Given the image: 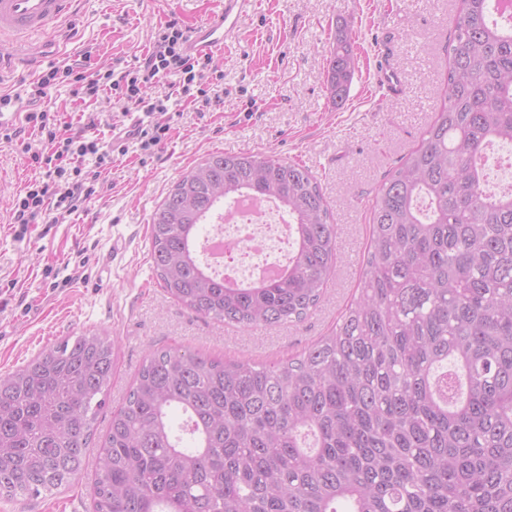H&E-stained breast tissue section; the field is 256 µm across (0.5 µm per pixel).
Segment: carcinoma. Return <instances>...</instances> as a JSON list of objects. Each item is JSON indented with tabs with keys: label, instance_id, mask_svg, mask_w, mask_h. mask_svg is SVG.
I'll use <instances>...</instances> for the list:
<instances>
[{
	"label": "carcinoma",
	"instance_id": "obj_1",
	"mask_svg": "<svg viewBox=\"0 0 512 512\" xmlns=\"http://www.w3.org/2000/svg\"><path fill=\"white\" fill-rule=\"evenodd\" d=\"M357 68L340 31L334 106ZM444 95L376 192L359 294L334 329L286 363L150 352L97 457L94 512H512V193L480 164L512 145V24L494 0H461ZM243 194L279 203L293 250L282 275L229 288L199 230ZM149 240L173 299L242 330L304 319L336 270L315 176L248 150L184 173ZM113 367L114 340L89 332L0 375V498L81 469Z\"/></svg>",
	"mask_w": 512,
	"mask_h": 512
}]
</instances>
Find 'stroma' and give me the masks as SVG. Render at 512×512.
<instances>
[{
	"label": "stroma",
	"instance_id": "1",
	"mask_svg": "<svg viewBox=\"0 0 512 512\" xmlns=\"http://www.w3.org/2000/svg\"><path fill=\"white\" fill-rule=\"evenodd\" d=\"M219 0H78L68 27L49 29L59 58L40 42L5 53L9 72L0 94L77 121L85 107L66 80L31 99L34 83L56 61L81 60L86 70H135L161 25L190 26ZM457 0H257L237 38L214 63L224 74L219 105L170 100V130L152 156L130 146L102 170L93 199L65 221L20 230L10 206L39 172L26 148L43 146L25 120L0 138V374L25 365L70 336L108 330L118 341L106 404L86 461L59 493L0 499V512H92L93 466L113 411L123 406L151 351L176 348L209 359L275 363L328 334L357 295L369 239L367 203L384 176L421 142L443 104L448 43ZM358 57L349 98L335 107L326 58L337 32ZM392 53L403 92L374 88L376 70ZM274 155L308 167L337 225V270L315 310L299 322L244 331L189 313L163 290L150 254L149 222L179 177L213 152Z\"/></svg>",
	"mask_w": 512,
	"mask_h": 512
}]
</instances>
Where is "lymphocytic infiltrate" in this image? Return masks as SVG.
Returning <instances> with one entry per match:
<instances>
[{"label":"lymphocytic infiltrate","instance_id":"1","mask_svg":"<svg viewBox=\"0 0 512 512\" xmlns=\"http://www.w3.org/2000/svg\"><path fill=\"white\" fill-rule=\"evenodd\" d=\"M188 31L178 21H168L155 37L153 49L136 71L114 75L113 72H75L73 66L50 68L38 80L36 96L44 91L58 76H75L84 88L87 99H98L106 90L117 91L114 102L121 113L141 110L153 115L149 127L137 128L134 136L142 151L154 150L163 142L169 126L161 117L167 112L163 98L149 96L148 91L163 79H170L175 95L193 102H209L211 90L209 76L214 71L212 57L192 58L183 51ZM27 123L37 127L44 136V145L33 152V167L42 170L44 177L28 183L14 197L11 211L14 223H36L39 216L49 211L70 215L96 192L93 180L85 169L86 158H93L96 168H103L112 161V151L99 138H86L74 132L71 124L58 123L47 111L27 113Z\"/></svg>","mask_w":512,"mask_h":512}]
</instances>
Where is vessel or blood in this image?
Segmentation results:
<instances>
[{
    "label": "vessel or blood",
    "mask_w": 512,
    "mask_h": 512,
    "mask_svg": "<svg viewBox=\"0 0 512 512\" xmlns=\"http://www.w3.org/2000/svg\"><path fill=\"white\" fill-rule=\"evenodd\" d=\"M74 0H0V45L15 49L31 37L45 34L50 25L61 23ZM255 5L254 0H220L216 11L193 24L183 46L185 54L204 57L223 48L242 18ZM376 88L382 96L402 93L403 83L392 60H384L376 75Z\"/></svg>",
    "instance_id": "1"
}]
</instances>
